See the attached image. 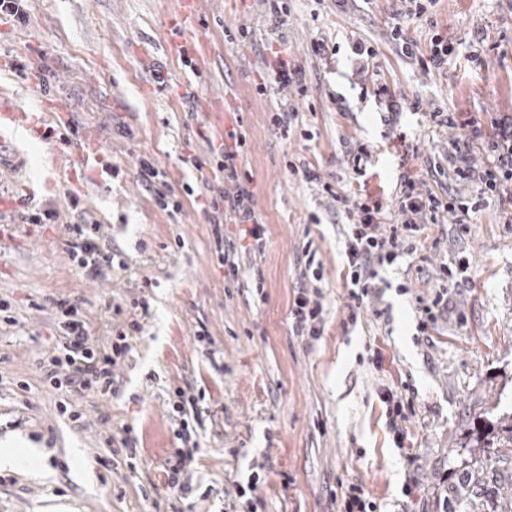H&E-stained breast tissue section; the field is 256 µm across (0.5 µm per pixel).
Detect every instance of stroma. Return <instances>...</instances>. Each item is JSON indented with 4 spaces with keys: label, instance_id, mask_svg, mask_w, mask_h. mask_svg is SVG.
I'll return each mask as SVG.
<instances>
[{
    "label": "stroma",
    "instance_id": "stroma-1",
    "mask_svg": "<svg viewBox=\"0 0 512 512\" xmlns=\"http://www.w3.org/2000/svg\"><path fill=\"white\" fill-rule=\"evenodd\" d=\"M190 4L197 25L188 38L210 51L197 73L181 61ZM399 7L292 0L283 21L263 0H27L25 21L0 20V94L29 123L70 120L75 140L119 170L111 177L59 158L32 135L0 149V298L13 299L18 319L0 328V439L39 451L30 466H0V512H236L237 485L255 475L258 512H336L333 496L348 483L362 485L380 512H512V448L469 445L512 413V224L501 208L481 206L463 233L447 216L418 232L416 256L380 267L386 287L348 319V220L331 192L392 206L410 175L420 189L447 195L454 131L430 113L477 121L487 134L493 119L512 117V0H437L431 23H409L420 51L436 30L457 45L447 68L430 74L390 37ZM242 25L251 38L227 43L225 28ZM280 32L303 72L305 99L257 93ZM316 38L327 45L320 56L310 50ZM358 43L373 52L364 74L354 66ZM19 64L45 89L18 77ZM285 104L298 110V130L287 137L269 124ZM233 129L247 139L241 163L266 228L260 250L244 225L202 209L199 196L222 190V175L182 162L207 155ZM358 148L366 151L361 177L348 156ZM143 155L163 172L165 190L182 197L181 213L160 210L141 184ZM290 160L319 180L290 174ZM187 184L195 197H185ZM74 195L128 271L92 281L72 269ZM34 206L57 211V222L21 223ZM221 248L237 277L226 276ZM310 249L323 271L317 339L296 335L288 319L295 291L310 284ZM461 257L468 269L447 311L421 330L416 296L432 294L439 267ZM144 276L152 287H140ZM138 296L149 314L117 371L116 394L78 396L83 422H69L39 365L54 341L57 301L79 305L103 341L106 321L129 319ZM109 303L119 313L107 314ZM202 328L211 346L196 342ZM178 387L200 398L192 491L182 500L165 489L163 471L181 445L169 417ZM388 388L417 410L401 444L380 399ZM125 424L131 462L121 444L104 446Z\"/></svg>",
    "mask_w": 512,
    "mask_h": 512
}]
</instances>
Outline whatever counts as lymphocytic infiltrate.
<instances>
[{"label":"lymphocytic infiltrate","mask_w":512,"mask_h":512,"mask_svg":"<svg viewBox=\"0 0 512 512\" xmlns=\"http://www.w3.org/2000/svg\"><path fill=\"white\" fill-rule=\"evenodd\" d=\"M496 134L484 138L478 124H471L463 131L460 140L452 141L448 153V164L453 171L455 183H468L475 187L478 198L494 199L498 203H512V120L497 119ZM230 144L211 148L207 157L189 155L184 164L197 171L213 167L224 176L225 190L205 199L204 209L212 214L230 212L235 223L247 225L248 235L254 248H263L265 227L254 209L253 193L249 188V173L239 168L237 159L246 145L245 135L230 132ZM479 143L487 159L475 164L463 152L464 146ZM336 201L345 214L353 217L349 227L347 258L348 295L354 307H361L366 299L376 294L377 276L380 266L393 263L404 254H414L417 246L410 236L424 230L426 225L439 223L444 215H452L455 223L467 224L473 210L461 193L441 198L430 191L420 190L414 179L401 181L397 200L401 221L387 224L383 221V204L377 200L354 199L345 195ZM100 226L94 222L73 225L67 242L68 258L75 271L86 277L97 278L103 269L127 270L125 261L114 260L111 252L100 244ZM439 287L430 296L418 298L422 315L421 329L435 325L448 307V292L457 287V274L448 266H441L438 273ZM322 293L320 288H300L294 294L289 316L298 335L318 338L323 321ZM56 338L40 362L45 387L60 393L57 404L59 414L68 421L77 423L83 417L82 410L73 402V395L93 392L102 397L115 391V370L131 350L130 340L142 331L139 319L126 321L112 330L107 344H100L93 336L91 326L84 314L69 302H60L56 310ZM194 396L183 389H176L171 404L175 424L174 434L181 440V448L175 449L165 461L166 489L178 499L191 492L188 468L194 460L192 449L185 443L191 438L190 423L186 408L196 405Z\"/></svg>","instance_id":"lymphocytic-infiltrate-1"}]
</instances>
